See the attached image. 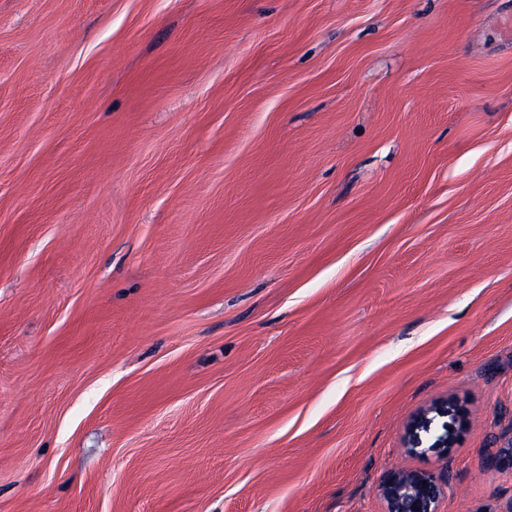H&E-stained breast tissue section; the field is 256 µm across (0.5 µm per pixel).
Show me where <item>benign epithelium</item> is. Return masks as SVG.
Instances as JSON below:
<instances>
[{
    "mask_svg": "<svg viewBox=\"0 0 512 512\" xmlns=\"http://www.w3.org/2000/svg\"><path fill=\"white\" fill-rule=\"evenodd\" d=\"M460 419V412L449 400L437 402L432 408L415 415L407 430L406 451L423 454L432 451L442 463H447L448 449L456 444L455 431L443 423V433L431 436L437 418ZM433 438L424 445V440ZM446 482L444 471H409L395 469L388 472L380 484V493L385 502V512H438L442 485Z\"/></svg>",
    "mask_w": 512,
    "mask_h": 512,
    "instance_id": "benign-epithelium-1",
    "label": "benign epithelium"
}]
</instances>
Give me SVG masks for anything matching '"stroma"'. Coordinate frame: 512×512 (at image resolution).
Wrapping results in <instances>:
<instances>
[{
  "label": "stroma",
  "mask_w": 512,
  "mask_h": 512,
  "mask_svg": "<svg viewBox=\"0 0 512 512\" xmlns=\"http://www.w3.org/2000/svg\"><path fill=\"white\" fill-rule=\"evenodd\" d=\"M511 17L0 0V512H506ZM434 413L435 416L430 417V414ZM448 416L454 417L457 421H460V412L449 400H442L437 402L432 408L427 411L421 412L415 415L407 430V436L405 440V448L408 453L411 454H423L428 451H432L437 454L439 460L442 463H446L448 448H453L456 444V433L452 428L449 431L448 421L446 420L442 427L444 432L439 435H434L432 443L428 446H423L424 435L425 441L428 442L429 436H431L436 418H448ZM444 471H409L395 469L388 472L380 484V493L386 512H438L442 485L449 480ZM446 473H448L446 478Z\"/></svg>",
  "instance_id": "1"
}]
</instances>
